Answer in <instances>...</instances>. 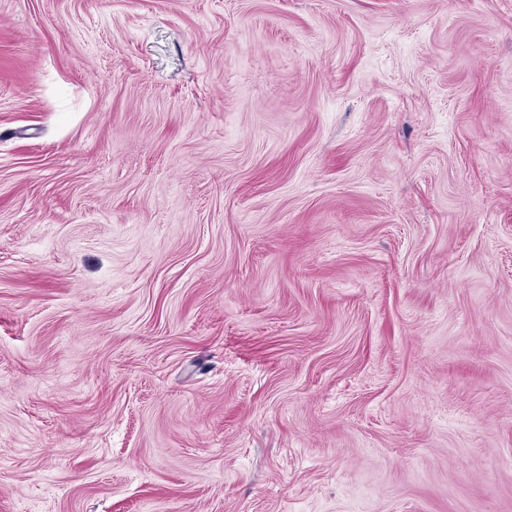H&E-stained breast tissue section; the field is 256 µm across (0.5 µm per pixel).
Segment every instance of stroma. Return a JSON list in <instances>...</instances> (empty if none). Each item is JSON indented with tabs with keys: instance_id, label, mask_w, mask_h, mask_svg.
I'll use <instances>...</instances> for the list:
<instances>
[{
	"instance_id": "35a3bbf8",
	"label": "stroma",
	"mask_w": 512,
	"mask_h": 512,
	"mask_svg": "<svg viewBox=\"0 0 512 512\" xmlns=\"http://www.w3.org/2000/svg\"><path fill=\"white\" fill-rule=\"evenodd\" d=\"M0 512H512V0H0Z\"/></svg>"
}]
</instances>
